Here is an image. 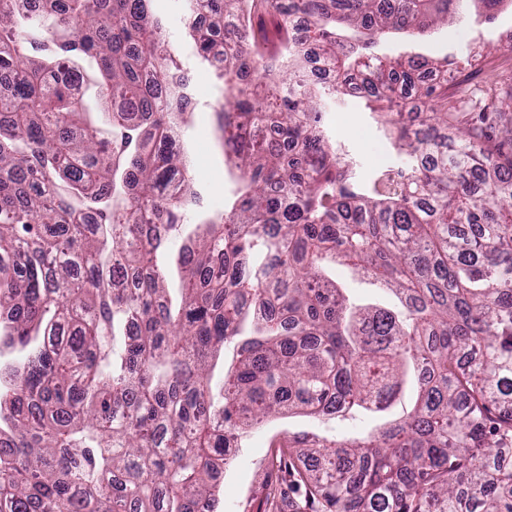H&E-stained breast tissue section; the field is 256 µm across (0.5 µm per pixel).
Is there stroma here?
<instances>
[{
  "instance_id": "stroma-1",
  "label": "stroma",
  "mask_w": 512,
  "mask_h": 512,
  "mask_svg": "<svg viewBox=\"0 0 512 512\" xmlns=\"http://www.w3.org/2000/svg\"><path fill=\"white\" fill-rule=\"evenodd\" d=\"M155 6L167 20V38L177 62L192 73L196 108L189 135L211 136L222 92L212 73L196 64L192 46L183 35L188 20L183 0H155ZM382 51L391 56L429 59L448 51L455 53L458 67L454 77L439 83L438 90L452 101L478 100L488 73L512 74V0H503L496 20L490 23L481 20L478 4L470 0L464 18L451 20L420 40L403 34L391 36ZM323 125L341 161L350 164L353 180L361 190H370L381 175L373 165L375 155H384L391 167L405 160L360 99L343 94L329 98ZM191 162L205 208L223 209L235 189L223 152L212 145L198 147ZM373 425L366 417L329 420L282 413L269 418L244 434L232 464L223 473L216 512H289V501L303 498L302 489L291 486L287 457L277 454L278 449L287 447L289 437L316 432L329 438H351Z\"/></svg>"
}]
</instances>
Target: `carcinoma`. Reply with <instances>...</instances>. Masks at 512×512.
<instances>
[{"label":"carcinoma","instance_id":"1","mask_svg":"<svg viewBox=\"0 0 512 512\" xmlns=\"http://www.w3.org/2000/svg\"><path fill=\"white\" fill-rule=\"evenodd\" d=\"M58 2L0 0V349L23 352L0 366V512H196L227 443L285 410L380 421L288 439L312 512H512V76L464 112L428 83L449 57L374 52L469 0H249L315 79L265 58L240 0H187L198 60L224 59L237 183L201 223L194 103L153 0ZM338 92L410 105L407 164L369 193L323 129ZM328 262L394 303L351 302Z\"/></svg>","mask_w":512,"mask_h":512}]
</instances>
